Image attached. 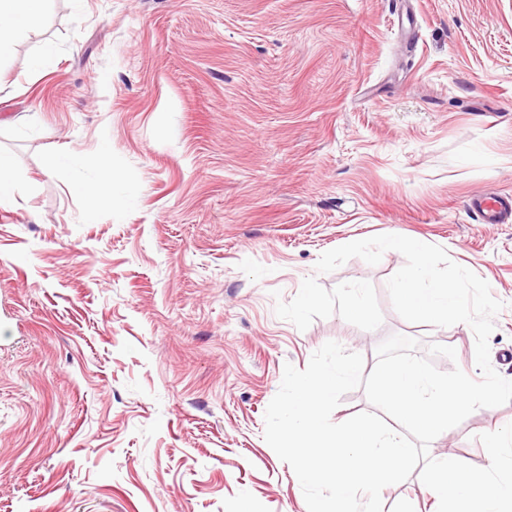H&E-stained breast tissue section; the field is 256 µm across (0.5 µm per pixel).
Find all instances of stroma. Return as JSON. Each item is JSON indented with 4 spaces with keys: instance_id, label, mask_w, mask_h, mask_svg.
<instances>
[{
    "instance_id": "1",
    "label": "stroma",
    "mask_w": 512,
    "mask_h": 512,
    "mask_svg": "<svg viewBox=\"0 0 512 512\" xmlns=\"http://www.w3.org/2000/svg\"><path fill=\"white\" fill-rule=\"evenodd\" d=\"M104 143L136 197L90 217ZM64 150L87 162L69 180ZM0 153V512H305L264 439L285 364L333 340L369 372L400 334L480 379L469 324L394 311L401 253L316 272L355 240L416 237L486 280L512 380V220L467 206L512 194V0H49L0 48ZM355 281L370 314L345 321ZM509 423L477 409L429 455L488 466L479 436ZM381 498L435 507L416 473ZM17 181L13 162L10 157L0 154V203L10 198L16 189Z\"/></svg>"
}]
</instances>
